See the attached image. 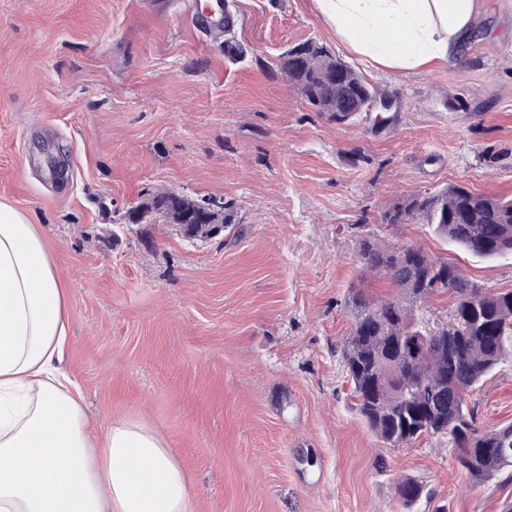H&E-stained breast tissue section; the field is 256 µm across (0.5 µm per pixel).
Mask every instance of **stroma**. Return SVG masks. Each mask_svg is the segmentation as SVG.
I'll list each match as a JSON object with an SVG mask.
<instances>
[{
  "instance_id": "stroma-1",
  "label": "stroma",
  "mask_w": 512,
  "mask_h": 512,
  "mask_svg": "<svg viewBox=\"0 0 512 512\" xmlns=\"http://www.w3.org/2000/svg\"><path fill=\"white\" fill-rule=\"evenodd\" d=\"M231 3L227 37L196 30L185 0H0V200L37 226L68 290L63 366L87 412L165 437L194 512H405L406 477L435 493L412 512H502L512 468L475 483L447 440L371 434L340 348L360 235L512 289V255L382 223L453 184L512 198V0L477 17L458 64L414 70L354 53L315 0ZM308 40L392 108L316 112L282 66ZM160 192L226 203L234 222L205 238L138 223ZM472 400L480 429L512 422V361Z\"/></svg>"
}]
</instances>
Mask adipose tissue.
Masks as SVG:
<instances>
[{"label":"adipose tissue","mask_w":512,"mask_h":512,"mask_svg":"<svg viewBox=\"0 0 512 512\" xmlns=\"http://www.w3.org/2000/svg\"><path fill=\"white\" fill-rule=\"evenodd\" d=\"M337 38L393 70L457 59L488 0H316ZM67 293L37 227L0 201V512H193L165 439L98 430L62 363Z\"/></svg>","instance_id":"1"}]
</instances>
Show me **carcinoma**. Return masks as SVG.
Returning <instances> with one entry per match:
<instances>
[{"label": "carcinoma", "instance_id": "cac0c4a2", "mask_svg": "<svg viewBox=\"0 0 512 512\" xmlns=\"http://www.w3.org/2000/svg\"><path fill=\"white\" fill-rule=\"evenodd\" d=\"M283 69L316 111L350 119L375 98V90L351 66L313 42L295 46ZM164 213L189 236L208 237L233 223L226 205L200 212L173 192L156 195L140 209L139 223ZM427 224L440 239L480 258L512 254V198L477 194L450 185L420 195L383 215V224ZM358 278L388 280L392 296L377 301L352 288L346 295L353 327L341 349L355 410L369 431L389 448L423 438H446L458 468L481 482L512 467V422L477 427L467 396L512 357V289L488 291L455 265L423 247H394L378 237L357 239ZM470 289L474 299L460 298ZM452 295L448 319L419 316L425 303ZM406 509L433 490L412 478L396 485Z\"/></svg>", "mask_w": 512, "mask_h": 512}]
</instances>
